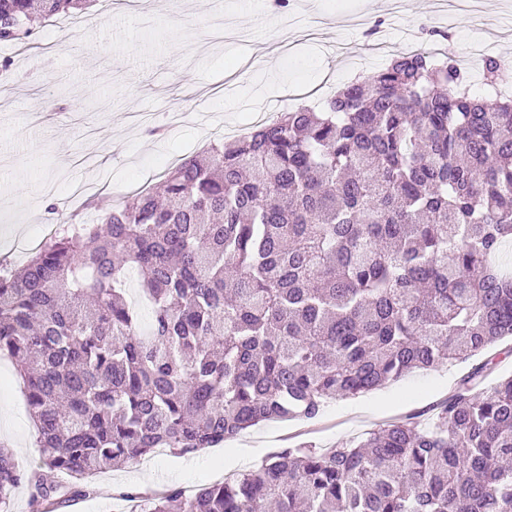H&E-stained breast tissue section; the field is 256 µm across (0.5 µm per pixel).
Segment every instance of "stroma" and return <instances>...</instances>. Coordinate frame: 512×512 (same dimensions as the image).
Segmentation results:
<instances>
[{"instance_id": "stroma-1", "label": "stroma", "mask_w": 512, "mask_h": 512, "mask_svg": "<svg viewBox=\"0 0 512 512\" xmlns=\"http://www.w3.org/2000/svg\"><path fill=\"white\" fill-rule=\"evenodd\" d=\"M482 13L438 10L436 0H97L73 25L41 22L11 55L0 82V255L26 253L54 226L48 204L89 218L122 201L214 138L243 136L252 113L298 103L323 107L331 91L365 81L392 59L383 41L415 38L463 55L473 43L512 67V0ZM55 210V211H56ZM471 362H442L369 394L330 401L314 421L263 422L220 448L159 450L97 474L96 492L60 512H132L145 495L196 489L242 473L303 442L333 448L398 418L430 422ZM0 444L39 468L25 393L0 358Z\"/></svg>"}]
</instances>
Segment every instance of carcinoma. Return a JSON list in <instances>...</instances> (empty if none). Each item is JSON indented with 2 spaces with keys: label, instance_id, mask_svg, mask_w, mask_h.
I'll use <instances>...</instances> for the list:
<instances>
[{
  "label": "carcinoma",
  "instance_id": "1",
  "mask_svg": "<svg viewBox=\"0 0 512 512\" xmlns=\"http://www.w3.org/2000/svg\"><path fill=\"white\" fill-rule=\"evenodd\" d=\"M95 0H0V43ZM0 263V355L25 387L42 471L0 448V512L95 492L87 479L185 456L267 421L316 419L442 360L512 339V100L455 59L399 55L324 109L283 112ZM139 275L151 311L126 298ZM472 367L429 425L144 497L137 512H512V376Z\"/></svg>",
  "mask_w": 512,
  "mask_h": 512
}]
</instances>
